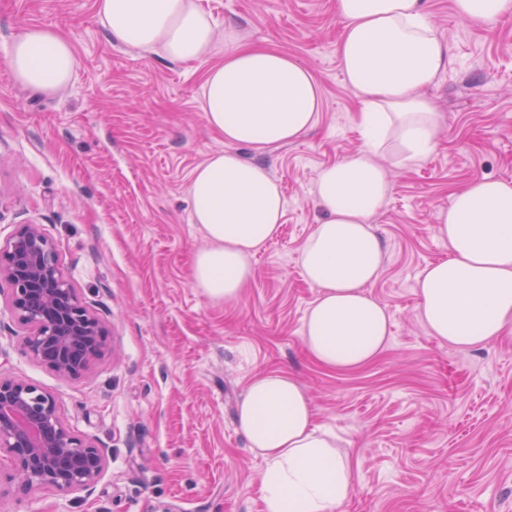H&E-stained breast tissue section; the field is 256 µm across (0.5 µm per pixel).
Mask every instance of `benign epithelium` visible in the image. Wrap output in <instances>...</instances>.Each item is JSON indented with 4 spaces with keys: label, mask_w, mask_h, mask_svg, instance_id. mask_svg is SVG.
Listing matches in <instances>:
<instances>
[{
    "label": "benign epithelium",
    "mask_w": 512,
    "mask_h": 512,
    "mask_svg": "<svg viewBox=\"0 0 512 512\" xmlns=\"http://www.w3.org/2000/svg\"><path fill=\"white\" fill-rule=\"evenodd\" d=\"M0 276L10 285L8 310L26 328L25 349L38 364L62 379H79L111 352L105 321L78 293L42 225L20 224L0 244ZM2 456L24 494L89 491L106 467L103 450L71 431L52 394L0 374Z\"/></svg>",
    "instance_id": "7a95c632"
}]
</instances>
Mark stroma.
Instances as JSON below:
<instances>
[{"label": "stroma", "mask_w": 512, "mask_h": 512, "mask_svg": "<svg viewBox=\"0 0 512 512\" xmlns=\"http://www.w3.org/2000/svg\"><path fill=\"white\" fill-rule=\"evenodd\" d=\"M217 27L308 66L321 91L314 127L263 153L285 195L275 237L251 258L239 301L197 288L191 257L203 236L190 218L197 165L222 150L200 108L208 69L110 39L96 0H0V240L34 222L56 242L81 296L110 325L113 353L76 380L27 354L0 278V374L55 396L71 430L104 450L90 491L24 496L0 484V512H260L263 461L235 424L257 374L284 371L307 390L320 425L353 467L344 512H512V332L464 350L431 336L415 292L446 259L435 214L473 178L512 180V13L486 26L458 18L453 0H425L450 64L424 93L438 109V145L405 168L381 156L393 190L371 224L384 251L368 287L390 317L373 362L333 371L304 348L318 295L300 249L325 213L321 170L363 146L360 101L341 70L345 21L336 0H198ZM51 26L78 61L66 87L16 83L12 38Z\"/></svg>", "instance_id": "obj_1"}]
</instances>
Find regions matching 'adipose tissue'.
I'll return each mask as SVG.
<instances>
[{"mask_svg":"<svg viewBox=\"0 0 512 512\" xmlns=\"http://www.w3.org/2000/svg\"><path fill=\"white\" fill-rule=\"evenodd\" d=\"M345 19L339 58L361 99L364 148L324 168L316 197L326 218L304 242L299 264L318 289L303 324L311 358L348 371L374 360L389 339L390 319L366 291L384 253L370 224L392 186L375 157L389 151L400 165L427 159L437 143V113L424 90L450 63L425 0H336ZM115 40L181 62L224 42V59L208 71L201 110L226 148L210 154L191 178V217L207 245L192 257L198 288L232 302L252 279L250 257L274 237L286 200L278 182L233 148L254 152L297 140L316 122L320 87L310 68L287 54L243 44L231 25L217 30L197 0H97ZM13 78L45 93L67 86L77 60L58 31L28 27L7 59ZM446 260L417 281L418 311L432 336L477 348L512 326V180L472 179L436 214ZM236 421L264 462L261 512H340L353 490L350 461L336 436L316 421L315 407L294 376L256 375Z\"/></svg>","mask_w":512,"mask_h":512,"instance_id":"obj_1","label":"adipose tissue"}]
</instances>
